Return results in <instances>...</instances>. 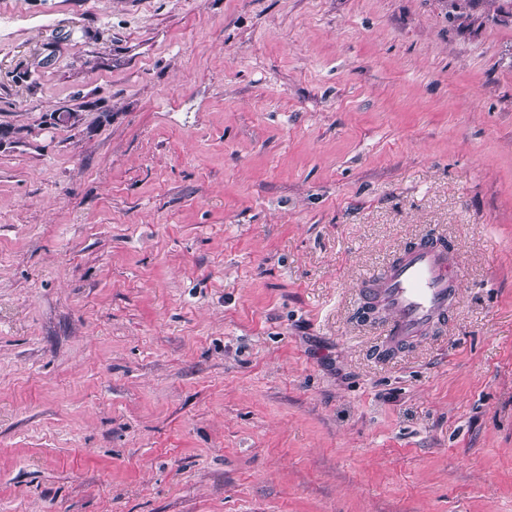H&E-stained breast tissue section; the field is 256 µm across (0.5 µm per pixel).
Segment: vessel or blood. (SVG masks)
I'll list each match as a JSON object with an SVG mask.
<instances>
[{"label":"vessel or blood","instance_id":"b4317fda","mask_svg":"<svg viewBox=\"0 0 512 512\" xmlns=\"http://www.w3.org/2000/svg\"><path fill=\"white\" fill-rule=\"evenodd\" d=\"M461 267L448 244L428 235L405 248L383 270L364 280L365 304L385 317L384 350H396L441 323L460 296Z\"/></svg>","mask_w":512,"mask_h":512}]
</instances>
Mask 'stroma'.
<instances>
[{
	"mask_svg": "<svg viewBox=\"0 0 512 512\" xmlns=\"http://www.w3.org/2000/svg\"><path fill=\"white\" fill-rule=\"evenodd\" d=\"M455 4L0 0V512H512V0ZM461 267L448 244L433 235L405 248L383 270L364 280L365 305L384 314L383 351L402 348L448 316L460 296Z\"/></svg>",
	"mask_w": 512,
	"mask_h": 512,
	"instance_id": "1",
	"label": "stroma"
}]
</instances>
